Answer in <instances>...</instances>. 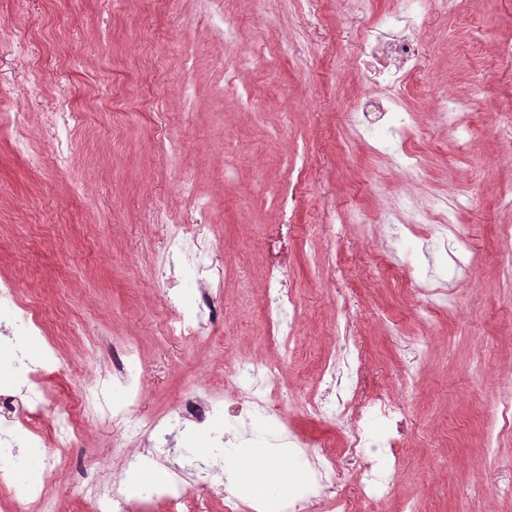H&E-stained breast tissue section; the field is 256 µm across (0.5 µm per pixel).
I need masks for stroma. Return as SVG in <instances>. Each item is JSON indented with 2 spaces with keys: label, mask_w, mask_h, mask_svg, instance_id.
<instances>
[{
  "label": "stroma",
  "mask_w": 512,
  "mask_h": 512,
  "mask_svg": "<svg viewBox=\"0 0 512 512\" xmlns=\"http://www.w3.org/2000/svg\"><path fill=\"white\" fill-rule=\"evenodd\" d=\"M398 0H371L364 12L324 0L318 12L292 0H224L237 42L209 0H0V113L20 119L23 144L0 138V278L23 299L56 316L53 339L32 336L31 350L55 343L56 396L41 424L59 467L45 471L40 454L20 449L50 485V512H90L85 478L124 480L129 454H164L161 477L189 471L190 491L223 512L224 476L232 448H203L184 434L161 441L123 437L111 422L86 418L82 441L59 447L49 426L73 406L83 380L112 371L113 345L134 348L142 363L141 412L173 413L207 385L223 388L238 359L283 365L289 397L274 414L228 419L223 432L244 448H267L284 428L307 452L341 463L335 489L311 512L348 501L353 512H512V431L500 402L512 394V0H465L459 12L423 13L418 70L403 100L417 114L409 149L428 171L421 186L378 153L380 137L353 134V107L364 87L354 65L360 31L392 12ZM261 51L239 68L238 91L216 94L225 62L252 37ZM38 93L26 96L33 71ZM70 88L67 100L57 85ZM479 101L465 115V136L439 127L427 102L434 90ZM248 98H241L240 89ZM64 106L79 113L69 135L71 163L59 170L43 115ZM38 155L31 168L28 155ZM295 183L299 198L288 268L302 305L300 335L290 356L264 329L261 272L277 216L270 190ZM208 205L227 274L217 307L196 343L165 330L177 314L153 277L159 230L150 211L182 212L183 184ZM466 199L456 231L434 224L409 231L382 223L394 197L418 204L437 195ZM364 208L369 226H352L330 242L327 207ZM469 242L463 268L451 257L456 232ZM252 287L241 292L238 276ZM447 290L453 315L429 314L416 286ZM360 351L357 400L383 395L405 408L407 436L393 497L375 507L358 493L360 465L350 460L347 429L306 416L304 403L323 390L319 369L345 336ZM416 374L404 389V372Z\"/></svg>",
  "instance_id": "obj_1"
}]
</instances>
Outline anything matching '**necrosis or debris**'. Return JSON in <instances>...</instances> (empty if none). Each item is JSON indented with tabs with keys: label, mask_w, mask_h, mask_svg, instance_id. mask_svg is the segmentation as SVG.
<instances>
[{
	"label": "necrosis or debris",
	"mask_w": 512,
	"mask_h": 512,
	"mask_svg": "<svg viewBox=\"0 0 512 512\" xmlns=\"http://www.w3.org/2000/svg\"><path fill=\"white\" fill-rule=\"evenodd\" d=\"M417 13L412 4L385 15L365 28L358 38L356 63L369 85L367 93L354 108V125L358 131L368 133L385 130L387 149L401 148L395 156L407 182L424 183L427 171L420 159L407 152L405 146L413 135L414 113L408 112L400 94L410 76L416 71L420 43L415 33ZM462 203H449L442 196L434 197L428 205L416 206L405 198H395L388 209L391 216L406 224H437L448 226L458 223ZM207 205L197 201L190 212L173 217L164 210L156 211L151 221L156 224L161 237L157 243L159 268L170 265L173 257H184L193 263L199 275L200 292L191 305L182 307L173 322L168 323L169 334L193 343L203 333V314L211 309V291L220 287L222 269L209 264L210 254L219 249L206 220ZM267 297L266 324L270 335L284 352H292L301 315V304L292 286L288 265L274 259L264 276ZM10 311L14 324L22 334L49 335L50 321L33 305L23 301L12 280L0 279V308ZM55 349L44 350L33 358L17 338L7 337L0 343V374L16 379L27 399L21 414L12 421V432H0V446L14 447L16 439H23L26 447L38 448L42 436L36 421L53 394L47 380L57 366ZM115 371L111 378L90 380L81 390L80 405L90 415L105 416L117 432L138 430L147 434H160L174 428L198 434L212 445H220V437L210 431V424L224 411V397L212 389L194 391L178 411L163 417L143 418L137 408L142 399V386L138 378L140 360L125 348L112 351ZM357 372L355 358L350 350L325 361L320 377L328 383L331 392L308 399L305 410L317 418L348 422V411L353 396L351 383ZM226 384L233 388L235 403L246 406L252 413L267 414L272 410L271 401L282 388L281 367L276 363L243 360L224 373ZM0 488L6 489L18 508L44 506L50 499L48 487H36L21 482L14 463L0 465Z\"/></svg>",
	"instance_id": "4bbe7bcc"
}]
</instances>
